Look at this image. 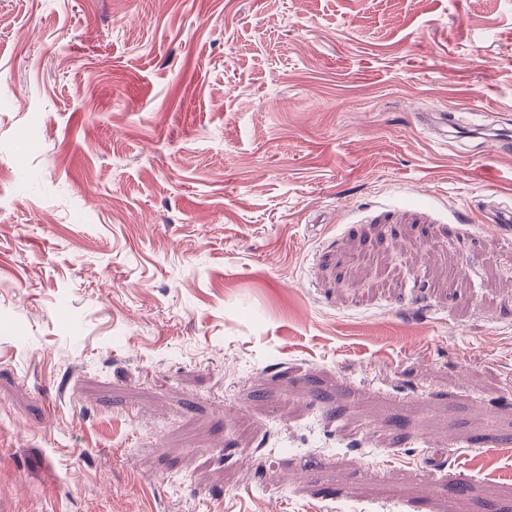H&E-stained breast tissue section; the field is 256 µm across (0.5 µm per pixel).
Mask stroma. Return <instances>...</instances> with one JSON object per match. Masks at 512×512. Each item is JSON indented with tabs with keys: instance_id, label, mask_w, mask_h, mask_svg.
<instances>
[{
	"instance_id": "obj_1",
	"label": "stroma",
	"mask_w": 512,
	"mask_h": 512,
	"mask_svg": "<svg viewBox=\"0 0 512 512\" xmlns=\"http://www.w3.org/2000/svg\"><path fill=\"white\" fill-rule=\"evenodd\" d=\"M511 209L512 0H0V512H512Z\"/></svg>"
}]
</instances>
